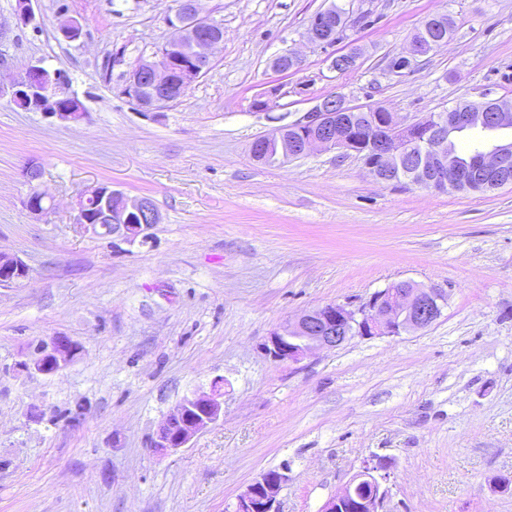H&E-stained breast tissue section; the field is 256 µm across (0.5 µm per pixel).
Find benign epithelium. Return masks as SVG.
Segmentation results:
<instances>
[{
    "instance_id": "obj_1",
    "label": "benign epithelium",
    "mask_w": 512,
    "mask_h": 512,
    "mask_svg": "<svg viewBox=\"0 0 512 512\" xmlns=\"http://www.w3.org/2000/svg\"><path fill=\"white\" fill-rule=\"evenodd\" d=\"M33 0H16V14L24 26L37 24ZM350 10L336 4L315 14L309 21L304 40L312 46L325 47L349 27ZM170 36L150 59L142 60L128 72L121 94L147 116L156 117L171 103L183 98L193 83L212 68L215 49L223 42L224 31L215 20L204 15L199 0H183L166 18ZM59 33L75 42L84 35V24L61 15ZM444 45L422 28L413 33L407 47L395 56L391 71L400 73L416 61ZM359 53L352 49L331 60L336 71L356 67ZM300 55L286 49L272 60L281 72L297 71ZM58 70L42 61L30 62L22 71L0 78V99L16 107L39 112L47 118L78 122L85 117L82 109L65 112L55 97L65 88ZM479 130L497 134L500 139L482 143L473 150L474 159L461 160L450 150L451 137ZM512 113L500 102L457 105L444 112H429L404 123L397 113L379 104L352 106L342 94L321 97L305 115L287 125L277 126L255 140L251 156L265 157L267 139L278 146V161L307 157L316 151H337L342 156L358 157L378 181L393 183L418 178V185L429 190L496 189L512 183L507 160L512 157ZM32 192L28 210L44 213L46 196L38 189L42 168L30 162L23 170ZM160 223L158 209L145 197H129L102 184L92 188L76 203L75 224L129 245L146 243ZM27 265L18 257L0 254V286L25 279ZM448 293L435 286L422 287L411 281H399L375 292L361 306L353 309L341 304H326L299 314L275 328L266 337L261 350L276 363L296 364L322 349H334L354 338L399 336L423 330L441 317ZM74 352V344L60 336L47 350V357L24 358L15 363L21 373L53 376L64 369ZM221 385L212 384L207 392H195L184 398L159 425L153 447L162 453L185 447L199 432L215 423L223 413ZM390 467L373 457L344 487L329 498L322 512H343L354 503V512H382L388 497L386 486ZM288 481L286 469L261 473L237 496L234 512H280L278 496Z\"/></svg>"
}]
</instances>
